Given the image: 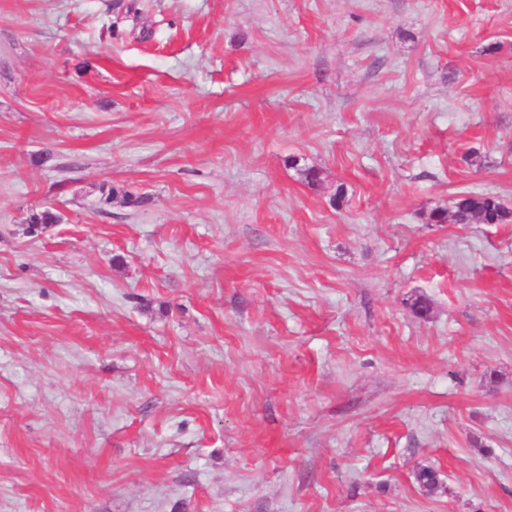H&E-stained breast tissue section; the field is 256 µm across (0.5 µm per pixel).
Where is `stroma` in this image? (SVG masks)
<instances>
[{
  "label": "stroma",
  "instance_id": "1",
  "mask_svg": "<svg viewBox=\"0 0 512 512\" xmlns=\"http://www.w3.org/2000/svg\"><path fill=\"white\" fill-rule=\"evenodd\" d=\"M461 191L512 208V0H0V512H512Z\"/></svg>",
  "mask_w": 512,
  "mask_h": 512
}]
</instances>
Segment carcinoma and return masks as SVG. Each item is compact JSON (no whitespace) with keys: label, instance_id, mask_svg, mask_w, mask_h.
I'll list each match as a JSON object with an SVG mask.
<instances>
[{"label":"carcinoma","instance_id":"1","mask_svg":"<svg viewBox=\"0 0 512 512\" xmlns=\"http://www.w3.org/2000/svg\"><path fill=\"white\" fill-rule=\"evenodd\" d=\"M428 218L431 224H509L512 223V210L495 195L464 191L454 196L449 207L432 209ZM55 223L56 214L45 208L31 214L29 231H42ZM416 480L428 492L438 485L436 472L428 467L417 471Z\"/></svg>","mask_w":512,"mask_h":512}]
</instances>
